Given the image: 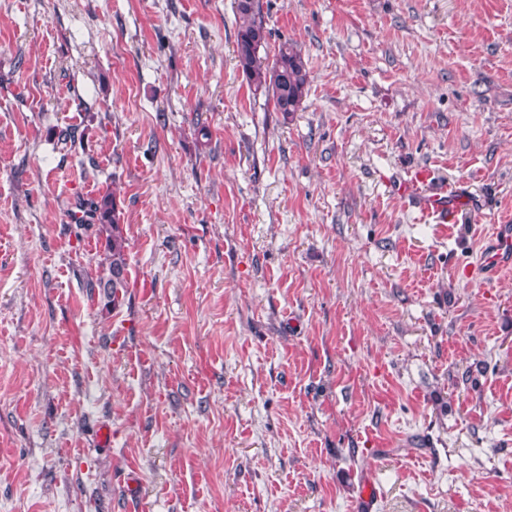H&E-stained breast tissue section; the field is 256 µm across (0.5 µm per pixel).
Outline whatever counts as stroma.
<instances>
[{"instance_id":"stroma-1","label":"stroma","mask_w":512,"mask_h":512,"mask_svg":"<svg viewBox=\"0 0 512 512\" xmlns=\"http://www.w3.org/2000/svg\"><path fill=\"white\" fill-rule=\"evenodd\" d=\"M262 4L288 118L233 0H0V512H512V0ZM234 10L236 66L255 91H264L274 111L288 118L298 111L308 91L309 73L301 51L286 41L270 63L259 53L269 35L260 0H234ZM432 174L426 168L414 170L409 179L404 181L403 190L410 202L437 224H455L458 222L460 207L458 202H450L448 189H434L429 186ZM81 216H75V224H100L105 233L103 254L98 262L99 276L89 280L87 288L103 295L106 306L117 309L122 305L127 292V262L125 258V239L120 227V211L116 202V193L107 189L89 203L78 204ZM481 264L484 276L492 278L512 264V226L501 224L484 248Z\"/></svg>"}]
</instances>
